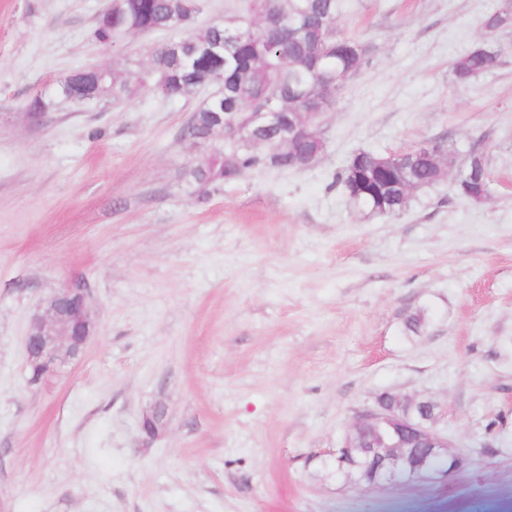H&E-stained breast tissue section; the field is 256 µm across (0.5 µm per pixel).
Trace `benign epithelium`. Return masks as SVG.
Segmentation results:
<instances>
[{
    "mask_svg": "<svg viewBox=\"0 0 512 512\" xmlns=\"http://www.w3.org/2000/svg\"><path fill=\"white\" fill-rule=\"evenodd\" d=\"M317 104L306 112L292 113L290 125L304 138L317 137ZM272 112H254L238 121L224 120L213 134L225 144L253 143L251 126ZM96 315L84 288H58L42 299L25 335V361L32 377L40 380L81 358L93 335ZM166 409L157 404L143 414L140 431L150 444L164 429ZM441 417L436 402L383 393L364 410L341 447L328 452L336 467L358 473V483L377 487L383 483H408L441 475L449 477L463 467V458L448 451V438L437 430Z\"/></svg>",
    "mask_w": 512,
    "mask_h": 512,
    "instance_id": "obj_1",
    "label": "benign epithelium"
}]
</instances>
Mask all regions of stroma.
<instances>
[{"instance_id":"stroma-1","label":"stroma","mask_w":512,"mask_h":512,"mask_svg":"<svg viewBox=\"0 0 512 512\" xmlns=\"http://www.w3.org/2000/svg\"><path fill=\"white\" fill-rule=\"evenodd\" d=\"M502 2L339 0L368 62L318 120L322 156L197 197L178 179L196 102L25 119L74 68L148 67L158 37L100 46L103 0H0V512H512V27L493 69L467 85L451 71ZM427 139L482 146V203L448 175L387 219L332 185L356 150ZM71 284L95 332L29 383L30 318ZM385 391L439 404L455 476L336 473L328 451ZM158 402L167 426L146 447ZM166 409L162 404H156L143 414L140 431L143 441L148 446L164 429Z\"/></svg>"}]
</instances>
